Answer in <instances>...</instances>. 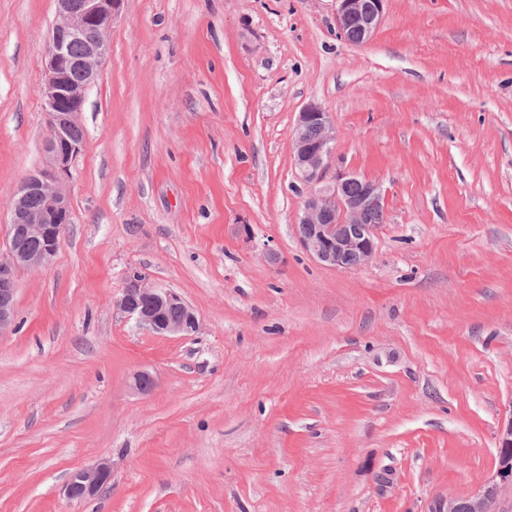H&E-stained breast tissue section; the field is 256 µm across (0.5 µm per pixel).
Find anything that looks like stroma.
Masks as SVG:
<instances>
[{
	"instance_id": "1",
	"label": "stroma",
	"mask_w": 512,
	"mask_h": 512,
	"mask_svg": "<svg viewBox=\"0 0 512 512\" xmlns=\"http://www.w3.org/2000/svg\"><path fill=\"white\" fill-rule=\"evenodd\" d=\"M123 0L81 114L72 222L0 333V512H435L496 470L512 402V0ZM55 0H0V252L45 167ZM385 192L372 262L300 247L290 130ZM281 256L265 260L266 247ZM134 272L199 330L115 308ZM156 388L138 394L133 375ZM105 458L112 486L68 501ZM336 24L340 33L348 39L352 29L351 39L356 45L368 42L379 30L387 0H336Z\"/></svg>"
}]
</instances>
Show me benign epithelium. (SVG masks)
<instances>
[{
  "mask_svg": "<svg viewBox=\"0 0 512 512\" xmlns=\"http://www.w3.org/2000/svg\"><path fill=\"white\" fill-rule=\"evenodd\" d=\"M336 24L344 37L359 30L355 44L368 42L379 30L387 0H336ZM57 13L44 58L42 107L48 117L45 152L48 164L26 178L13 196L11 225H21L38 242L35 248L8 245L0 255V333L16 315V272L40 269L53 260L63 231L71 223V201L65 183L81 155L85 139L73 136L84 129L81 113L89 90L96 84L110 51L108 32L122 0H56ZM85 44L83 53H70L73 42ZM335 128L320 105L307 104L291 130L293 164L308 191L298 217V239L318 264L340 271L368 265L373 259L380 225L377 211L385 208L380 185L364 180L359 196L345 194V186L359 176L345 168H331ZM42 205L33 208L31 198ZM116 309L137 326L157 336H192L199 322L192 307L177 294L149 285L140 274L127 278ZM497 468L494 476L475 493L448 497L438 512H507L503 492L512 489V403L496 434ZM112 483V463L102 459L74 470L66 483L69 501L101 494Z\"/></svg>",
  "mask_w": 512,
  "mask_h": 512,
  "instance_id": "benign-epithelium-1",
  "label": "benign epithelium"
}]
</instances>
